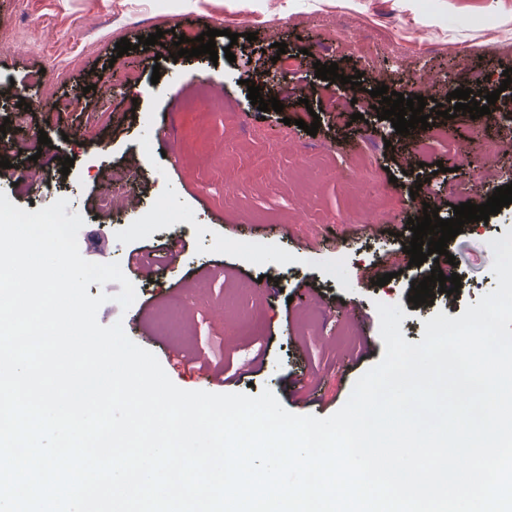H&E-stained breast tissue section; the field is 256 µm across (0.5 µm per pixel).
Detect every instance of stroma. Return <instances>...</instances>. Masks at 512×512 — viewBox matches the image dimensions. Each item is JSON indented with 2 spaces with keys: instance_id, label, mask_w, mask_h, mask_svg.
I'll list each match as a JSON object with an SVG mask.
<instances>
[{
  "instance_id": "1",
  "label": "stroma",
  "mask_w": 512,
  "mask_h": 512,
  "mask_svg": "<svg viewBox=\"0 0 512 512\" xmlns=\"http://www.w3.org/2000/svg\"><path fill=\"white\" fill-rule=\"evenodd\" d=\"M159 29L161 44L117 55L120 39ZM210 29L235 62L170 59L172 34ZM273 42L286 43L287 63H272ZM317 61L360 74L365 85L383 70L396 87L428 64L423 97L496 89L495 111L512 115V85L502 84L512 68V0H0V122L23 101L27 124H7V138H50L38 161L11 157L0 190L28 211L69 199L67 214L85 220L78 241L87 260L124 266L141 247L158 261L153 279L134 278L128 310L112 299L101 306L100 324L122 322L182 389L208 385L170 367V353L249 359L251 380L223 392L268 388L291 413L327 417L383 356L376 302L400 305L403 336L417 343L424 320L440 311L458 317L496 288L488 242L512 228V206L464 225L448 243L461 278L454 304L438 297L414 306L416 270L390 257L411 241L419 178L443 219L512 183L500 151L512 128H485L470 164L440 172L438 162L470 141L475 120L431 115L429 124L453 133L417 151L378 119L374 97L316 78ZM250 81L283 111L252 105ZM59 100L69 111L54 110ZM228 110L237 116L230 124ZM315 120L312 136L303 126ZM66 157L74 165L65 175ZM132 159L138 206L101 209L113 169ZM34 167L43 178L31 185L25 172ZM386 273L391 281L374 285ZM364 334L374 342L363 355L355 346ZM292 378L307 380L304 393L289 387Z\"/></svg>"
}]
</instances>
